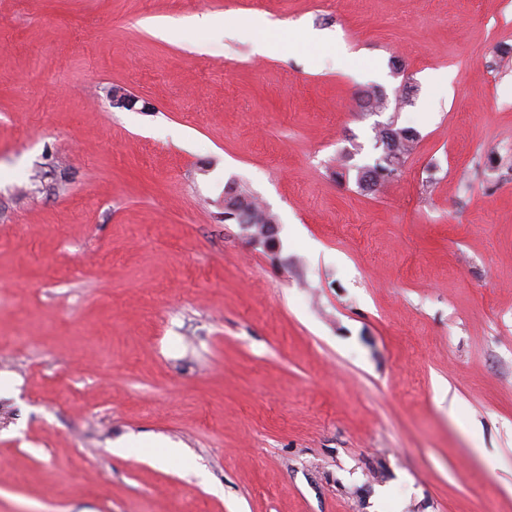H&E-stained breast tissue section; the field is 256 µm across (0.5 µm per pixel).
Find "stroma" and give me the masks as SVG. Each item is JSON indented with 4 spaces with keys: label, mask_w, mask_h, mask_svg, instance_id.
<instances>
[{
    "label": "stroma",
    "mask_w": 512,
    "mask_h": 512,
    "mask_svg": "<svg viewBox=\"0 0 512 512\" xmlns=\"http://www.w3.org/2000/svg\"><path fill=\"white\" fill-rule=\"evenodd\" d=\"M1 375L0 512H512V0H0ZM392 131L395 136V139H393L394 144L390 148L387 163L383 165L384 169L388 170L389 173L398 171L415 138V134L409 129H393ZM237 195L240 196L245 204L246 209H253L260 211L261 208L257 206L254 199L244 190L234 188ZM234 189L228 188L224 195V217L230 218L231 220L238 219L241 222V226L245 229L251 228L253 224H246V213L244 207L239 205L237 198L235 197ZM258 209V210H257Z\"/></svg>",
    "instance_id": "1"
}]
</instances>
